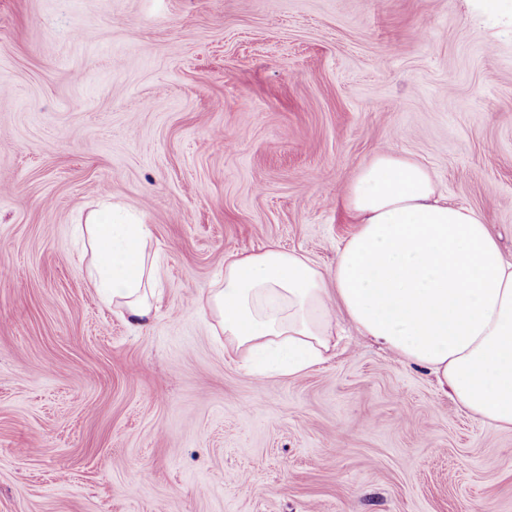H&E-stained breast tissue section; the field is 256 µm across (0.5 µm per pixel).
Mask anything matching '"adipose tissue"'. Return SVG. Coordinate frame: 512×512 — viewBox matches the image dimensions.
Segmentation results:
<instances>
[{"instance_id":"1","label":"adipose tissue","mask_w":512,"mask_h":512,"mask_svg":"<svg viewBox=\"0 0 512 512\" xmlns=\"http://www.w3.org/2000/svg\"><path fill=\"white\" fill-rule=\"evenodd\" d=\"M341 203L357 229L333 269L274 245L225 261L200 301L215 334L262 359L252 377L291 379L327 359L345 321L429 371L460 410L512 430V262L487 224L448 204L422 162L387 150L358 170ZM75 234L92 253L89 281L141 330L161 282L148 225L106 206Z\"/></svg>"}]
</instances>
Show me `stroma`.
<instances>
[{"instance_id": "stroma-1", "label": "stroma", "mask_w": 512, "mask_h": 512, "mask_svg": "<svg viewBox=\"0 0 512 512\" xmlns=\"http://www.w3.org/2000/svg\"><path fill=\"white\" fill-rule=\"evenodd\" d=\"M0 512H512V430L346 330L254 379L196 300L276 244L330 268L377 151L512 259V22L470 0H0ZM142 214L131 332L72 228Z\"/></svg>"}]
</instances>
